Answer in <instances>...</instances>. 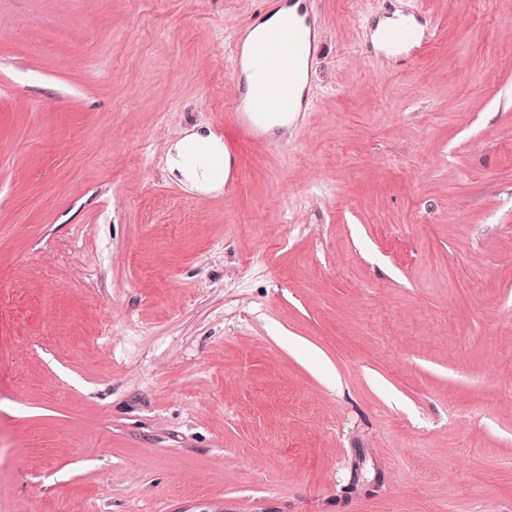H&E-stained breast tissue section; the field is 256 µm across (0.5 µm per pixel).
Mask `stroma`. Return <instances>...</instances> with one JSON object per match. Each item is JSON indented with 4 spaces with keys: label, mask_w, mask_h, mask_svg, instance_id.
Listing matches in <instances>:
<instances>
[{
    "label": "stroma",
    "mask_w": 512,
    "mask_h": 512,
    "mask_svg": "<svg viewBox=\"0 0 512 512\" xmlns=\"http://www.w3.org/2000/svg\"><path fill=\"white\" fill-rule=\"evenodd\" d=\"M394 5L206 193L260 0H0V512H512V0ZM386 14L374 29L372 41V46L375 43L382 56L400 57L411 51L417 54L428 46L431 34L421 20L405 16L407 19L397 24L380 26L383 21L397 18V15H392L391 9ZM225 147L210 131L187 134L169 148L167 169L179 183L191 189L225 188L230 170V157Z\"/></svg>",
    "instance_id": "stroma-1"
}]
</instances>
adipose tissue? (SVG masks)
Here are the masks:
<instances>
[{
  "label": "adipose tissue",
  "instance_id": "obj_1",
  "mask_svg": "<svg viewBox=\"0 0 512 512\" xmlns=\"http://www.w3.org/2000/svg\"><path fill=\"white\" fill-rule=\"evenodd\" d=\"M305 88L302 80L288 93L273 84L256 85L251 77L246 80L248 95L265 99L276 111L273 124L283 130L290 125L291 114L298 112ZM166 165L179 183L196 190H216L223 187L229 175L230 157L221 139L212 133L197 131L171 145Z\"/></svg>",
  "mask_w": 512,
  "mask_h": 512
}]
</instances>
